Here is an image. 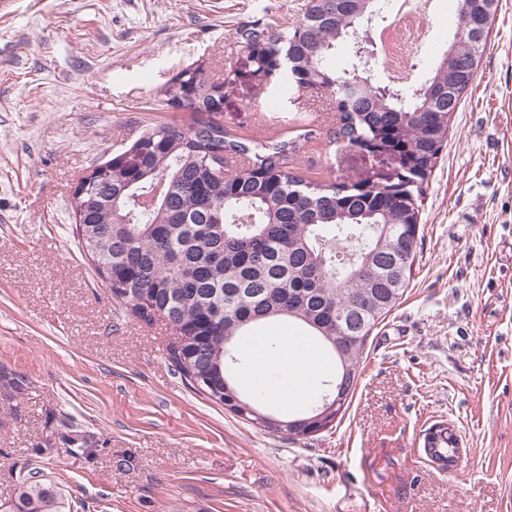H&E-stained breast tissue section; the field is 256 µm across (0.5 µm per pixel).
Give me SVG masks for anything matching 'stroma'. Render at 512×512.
<instances>
[{
	"label": "stroma",
	"mask_w": 512,
	"mask_h": 512,
	"mask_svg": "<svg viewBox=\"0 0 512 512\" xmlns=\"http://www.w3.org/2000/svg\"><path fill=\"white\" fill-rule=\"evenodd\" d=\"M310 0H10L0 9V503L40 470L65 512H512V0L425 192L409 286L368 340L340 421L292 441L170 366L175 334L127 313L85 256L71 194L144 129L190 125L162 86L227 81L231 132L318 130L299 174L384 181L332 142L336 108L251 75L240 28ZM445 423L454 469L424 454Z\"/></svg>",
	"instance_id": "35a3bbf8"
}]
</instances>
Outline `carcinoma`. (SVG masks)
Here are the masks:
<instances>
[{
    "instance_id": "obj_1",
    "label": "carcinoma",
    "mask_w": 512,
    "mask_h": 512,
    "mask_svg": "<svg viewBox=\"0 0 512 512\" xmlns=\"http://www.w3.org/2000/svg\"><path fill=\"white\" fill-rule=\"evenodd\" d=\"M477 5L461 0L448 49L431 77L405 91L380 83L374 67L356 65V44L380 20L379 0H312L302 18L276 27L239 30L242 43L264 44L257 70L270 57L288 54L280 78L321 91L336 103L335 141L363 147L388 144L402 174L382 188L308 180L293 162L303 140H258L213 121L187 127L166 123L142 132L130 151L139 161L114 164L78 205L84 234L78 237L96 272L112 285V298L141 321L147 309L168 313L183 343L169 347L171 367L196 391L240 418L292 440L311 425L295 413L267 419L243 409L271 403L237 381L239 345L269 323L318 341L336 360L329 387L311 403L335 419L348 406L372 330L402 298L411 277L425 187L447 139L452 115L472 84L488 30L476 26ZM350 58L336 69V50ZM200 66H189L165 86L174 102L190 92L185 108L214 112L221 97ZM224 151L221 164L212 150ZM237 158L236 167H226ZM338 241L355 242V265L337 258ZM349 309L352 322L336 313ZM430 458L452 456L448 436L424 448ZM12 512H64L55 487L39 471L21 482Z\"/></svg>"
}]
</instances>
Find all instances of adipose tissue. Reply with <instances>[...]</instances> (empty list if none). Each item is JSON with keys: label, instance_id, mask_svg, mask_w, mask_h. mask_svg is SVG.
Wrapping results in <instances>:
<instances>
[{"label": "adipose tissue", "instance_id": "ef3b65f1", "mask_svg": "<svg viewBox=\"0 0 512 512\" xmlns=\"http://www.w3.org/2000/svg\"><path fill=\"white\" fill-rule=\"evenodd\" d=\"M312 355L317 365L305 369L298 364L287 333L253 337L242 354L240 381L245 387L260 388L269 400L300 402L307 396L311 381L332 370L320 350H313Z\"/></svg>", "mask_w": 512, "mask_h": 512}]
</instances>
